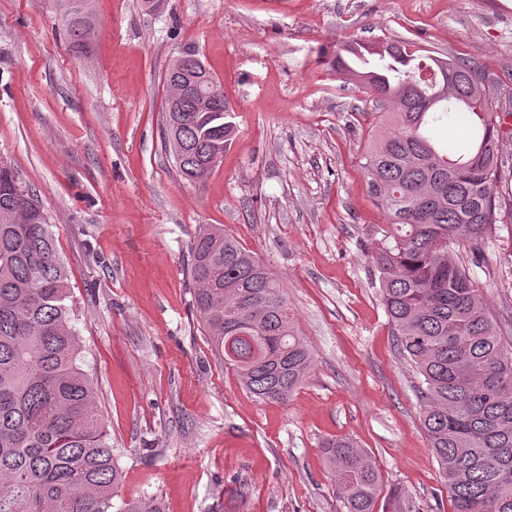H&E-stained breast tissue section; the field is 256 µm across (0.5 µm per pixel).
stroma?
<instances>
[{
	"mask_svg": "<svg viewBox=\"0 0 512 512\" xmlns=\"http://www.w3.org/2000/svg\"><path fill=\"white\" fill-rule=\"evenodd\" d=\"M74 46L59 0H0V158L46 208L69 271L81 361L122 472L112 512H343L321 452L353 439L383 486L451 512L362 250L385 213L361 164L373 115L333 71L339 45L415 41L485 66L512 103V0H94ZM196 53L233 106L210 176L181 178L163 144L165 73ZM203 224L283 284L314 367L285 403L256 399L193 308ZM472 277L512 344V223Z\"/></svg>",
	"mask_w": 512,
	"mask_h": 512,
	"instance_id": "35a3bbf8",
	"label": "stroma"
}]
</instances>
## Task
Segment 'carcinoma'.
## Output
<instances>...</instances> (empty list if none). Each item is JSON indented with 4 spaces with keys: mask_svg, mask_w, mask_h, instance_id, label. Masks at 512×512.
Segmentation results:
<instances>
[{
    "mask_svg": "<svg viewBox=\"0 0 512 512\" xmlns=\"http://www.w3.org/2000/svg\"><path fill=\"white\" fill-rule=\"evenodd\" d=\"M74 44L93 27L87 0H70ZM365 89L380 115L363 163L389 215L370 257L397 346L421 377L420 412L452 512H512V349L471 275L502 223L501 123L479 65L418 53L414 43L347 44L329 62ZM166 86L191 85L163 115L165 142L185 180L224 153L222 86L194 53L170 64ZM469 114L467 149L450 154L427 129ZM194 305L215 353L260 400L286 402L314 356L294 328L283 287L254 253L199 227L187 267ZM69 274L37 195L0 159V512H112L121 471L97 415L93 380L78 364ZM322 453L346 512H412L383 494L372 457L348 437Z\"/></svg>",
    "mask_w": 512,
    "mask_h": 512,
    "instance_id": "carcinoma-1",
    "label": "carcinoma"
}]
</instances>
